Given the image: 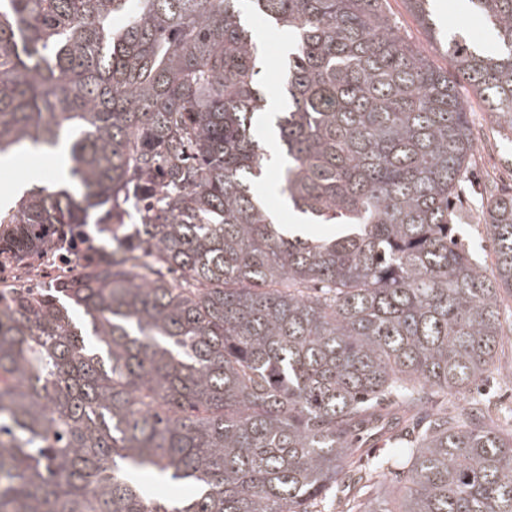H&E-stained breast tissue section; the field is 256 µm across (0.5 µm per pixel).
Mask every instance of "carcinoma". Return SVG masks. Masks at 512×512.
I'll return each mask as SVG.
<instances>
[{
  "instance_id": "carcinoma-1",
  "label": "carcinoma",
  "mask_w": 512,
  "mask_h": 512,
  "mask_svg": "<svg viewBox=\"0 0 512 512\" xmlns=\"http://www.w3.org/2000/svg\"><path fill=\"white\" fill-rule=\"evenodd\" d=\"M512 134V0L494 52L407 0ZM388 0H249L288 31L269 153L241 0H0V159L60 149L72 187L0 211L27 247L112 228L96 280L0 311V512H512V412L470 389L504 339L512 190L458 242L475 141L457 83ZM393 451L354 472L367 438ZM401 473L392 499L367 496ZM279 178V169L276 165H271L266 173L265 180L262 184L258 185L259 189L264 193L265 198L268 200L270 209L277 215L279 224H284L290 230L301 233H315L331 234L335 231L336 227L332 224H323L315 226L312 224H297V219L294 220V213L285 210L281 206V197L277 189V182Z\"/></svg>"
}]
</instances>
